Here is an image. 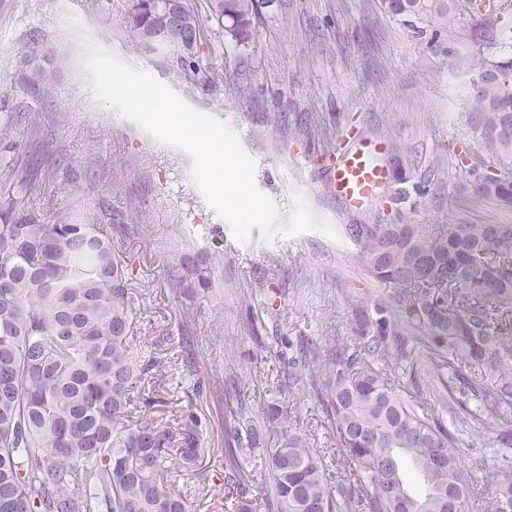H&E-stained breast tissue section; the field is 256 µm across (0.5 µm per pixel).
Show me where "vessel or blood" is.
<instances>
[{"label": "vessel or blood", "instance_id": "vessel-or-blood-1", "mask_svg": "<svg viewBox=\"0 0 512 512\" xmlns=\"http://www.w3.org/2000/svg\"><path fill=\"white\" fill-rule=\"evenodd\" d=\"M386 150L382 140L352 146L331 167L327 183L350 209L366 208L375 200L378 189L388 183L390 173L379 162Z\"/></svg>", "mask_w": 512, "mask_h": 512}]
</instances>
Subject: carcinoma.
Instances as JSON below:
<instances>
[{
    "instance_id": "1",
    "label": "carcinoma",
    "mask_w": 512,
    "mask_h": 512,
    "mask_svg": "<svg viewBox=\"0 0 512 512\" xmlns=\"http://www.w3.org/2000/svg\"><path fill=\"white\" fill-rule=\"evenodd\" d=\"M166 0H132L123 26L138 37L156 26ZM193 29L210 25L239 50L253 36L260 0H208L202 16L184 0ZM392 17L425 22L442 33L478 16L491 40L512 0H380ZM196 42L170 35L184 71H197ZM481 80L467 104L486 153L461 162L458 177L473 199L512 207V179L495 183L489 167L512 169V58L479 55ZM56 71L24 61L17 83L44 96ZM224 67H209L204 86H224ZM0 189V512H188L164 475L173 456L189 468L199 448H170V432L132 417L131 391L148 370L130 348L133 323L128 262L112 251V211L88 210L50 222L27 203L31 180L3 168ZM347 224L369 277L379 284L350 305V341L301 359L318 367L313 389L333 434L343 478L331 474L277 402L264 415L280 440L264 447L239 411L225 426L239 445L225 475L231 512H500L512 501V224ZM430 376L457 408L428 399ZM465 422L500 468L474 482L460 460L457 427ZM252 452L268 473L273 497L241 487Z\"/></svg>"
}]
</instances>
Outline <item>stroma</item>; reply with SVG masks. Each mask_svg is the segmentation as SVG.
<instances>
[{"label":"stroma","instance_id":"stroma-1","mask_svg":"<svg viewBox=\"0 0 512 512\" xmlns=\"http://www.w3.org/2000/svg\"><path fill=\"white\" fill-rule=\"evenodd\" d=\"M127 4L0 0V165L24 177L29 155L39 154L29 203L49 216L100 206L122 216L112 250L130 264L133 346L154 365L131 392L132 411H143L151 394L155 420L174 430L192 422L202 461L172 465L167 476L189 512H224V419L234 389L245 391L253 425L271 400L292 409L310 447L336 467L311 372L294 358L300 339L323 349L350 338L352 298L376 288L344 225L512 222L511 212L469 199L454 178L460 152L481 146L467 108L474 61L485 51L512 56V31L484 44L467 18L437 38L386 16L378 0H274L245 51L223 52L222 34L206 32L201 60L225 53L231 73L214 95L170 51L126 32ZM95 48L232 128L279 225L300 198L332 235L311 230L268 242L255 229L239 242L193 182L191 156L95 98L85 67ZM32 53L51 54L56 68L51 92L37 100L14 78ZM353 121L363 138L407 151L415 177L433 174L428 193L396 203L390 183L362 211L331 194L322 175L330 154L350 145Z\"/></svg>","mask_w":512,"mask_h":512}]
</instances>
